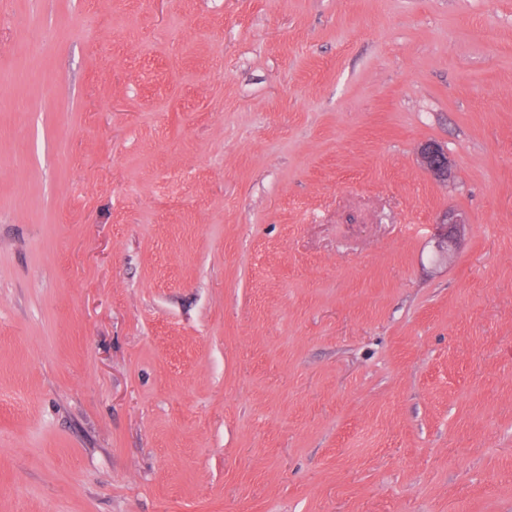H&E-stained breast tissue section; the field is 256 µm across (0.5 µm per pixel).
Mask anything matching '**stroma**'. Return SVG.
<instances>
[{"label": "stroma", "mask_w": 512, "mask_h": 512, "mask_svg": "<svg viewBox=\"0 0 512 512\" xmlns=\"http://www.w3.org/2000/svg\"><path fill=\"white\" fill-rule=\"evenodd\" d=\"M0 512H512V0H0ZM421 165L433 177L447 181L450 174L448 153L441 146L426 143L420 150ZM465 222L453 213H445L437 222L440 232L437 234V246L439 252L444 255L448 251V242L451 243L455 240L458 230Z\"/></svg>", "instance_id": "1"}]
</instances>
